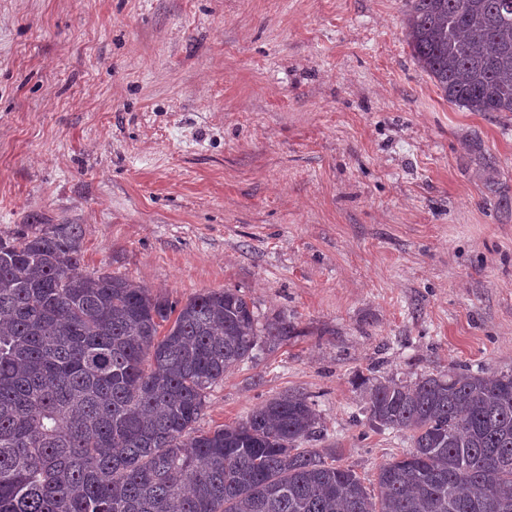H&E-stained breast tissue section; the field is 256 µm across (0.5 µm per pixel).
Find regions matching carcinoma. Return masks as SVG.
I'll list each match as a JSON object with an SVG mask.
<instances>
[{
	"mask_svg": "<svg viewBox=\"0 0 512 512\" xmlns=\"http://www.w3.org/2000/svg\"><path fill=\"white\" fill-rule=\"evenodd\" d=\"M419 67L448 103L512 112V16L499 0H407ZM477 171L498 190L491 157ZM78 224L0 237V512H512V371L364 380L368 424L408 435L373 491L300 444L317 414L298 391L197 432L212 387L259 341L236 288L177 306L81 269Z\"/></svg>",
	"mask_w": 512,
	"mask_h": 512,
	"instance_id": "carcinoma-1",
	"label": "carcinoma"
}]
</instances>
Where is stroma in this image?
Here are the masks:
<instances>
[{
  "mask_svg": "<svg viewBox=\"0 0 512 512\" xmlns=\"http://www.w3.org/2000/svg\"><path fill=\"white\" fill-rule=\"evenodd\" d=\"M404 10L0 0V235L77 224L85 271L286 317L196 428L300 391L309 447L367 480L410 443L362 422L365 378L512 371V113L449 104Z\"/></svg>",
  "mask_w": 512,
  "mask_h": 512,
  "instance_id": "stroma-1",
  "label": "stroma"
}]
</instances>
